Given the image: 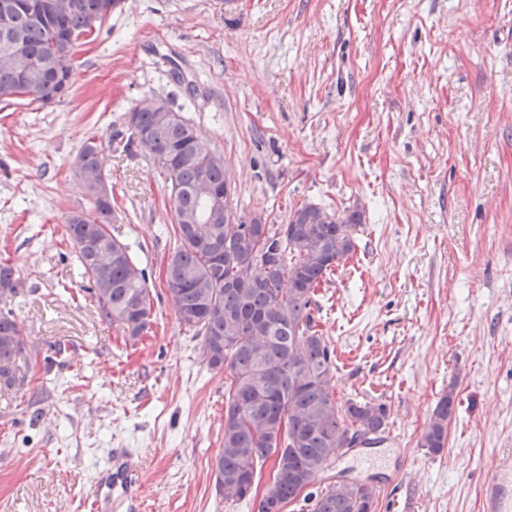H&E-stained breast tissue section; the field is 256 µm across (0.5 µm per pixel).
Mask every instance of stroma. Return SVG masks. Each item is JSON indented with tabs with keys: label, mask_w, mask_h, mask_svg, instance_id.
Segmentation results:
<instances>
[{
	"label": "stroma",
	"mask_w": 512,
	"mask_h": 512,
	"mask_svg": "<svg viewBox=\"0 0 512 512\" xmlns=\"http://www.w3.org/2000/svg\"><path fill=\"white\" fill-rule=\"evenodd\" d=\"M70 93L0 102V257L34 376L0 390V512H129L99 486L112 451L137 462L143 512H259L274 473L226 505L215 465L227 375L210 368L165 282L169 183L127 115L159 95L224 160L236 217L287 223L315 204L356 250L312 310L338 398L389 412L407 469L360 447L316 472L373 485L375 512H483L512 458V0H125L78 46ZM181 82H174L172 72ZM103 147L115 237L147 277L154 317L128 340L90 299L70 214L90 202L74 163ZM448 445H419L447 389Z\"/></svg>",
	"instance_id": "35a3bbf8"
}]
</instances>
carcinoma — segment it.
I'll return each mask as SVG.
<instances>
[{"label":"carcinoma","instance_id":"1","mask_svg":"<svg viewBox=\"0 0 512 512\" xmlns=\"http://www.w3.org/2000/svg\"><path fill=\"white\" fill-rule=\"evenodd\" d=\"M79 7L46 21L26 8L12 10L0 24V92L18 86L19 76L5 56L14 44L45 62L29 77L24 100L44 103L57 90L55 65L65 59L77 70L76 41L87 18L103 12L106 0H78ZM142 152L163 174L173 172L178 191L172 201L176 245L166 264V282L181 323L202 337L208 366L228 372L224 392V441L216 462V483L224 497L241 500L252 492L260 459L275 456V472L260 512H282L312 475L369 433L385 430L384 403H344L336 399L335 363L318 335L312 303L324 278L340 266L356 244L349 228L363 221L355 209L342 224L318 220L324 208L306 205L288 224L224 223V165L207 169L191 160L205 152L194 128L179 112L138 113ZM102 147L87 139L80 151L86 193L93 213L71 217L65 231L91 283L88 291L112 325L135 340L153 316L146 275L129 247L108 229L112 205L94 196L101 175ZM209 183L215 199L194 192ZM19 294L15 268L0 261V388L24 385L25 344L13 299ZM456 414V394L448 388L435 404L420 446L437 454ZM377 496L366 483L339 482L307 493L312 512H372Z\"/></svg>","mask_w":512,"mask_h":512}]
</instances>
